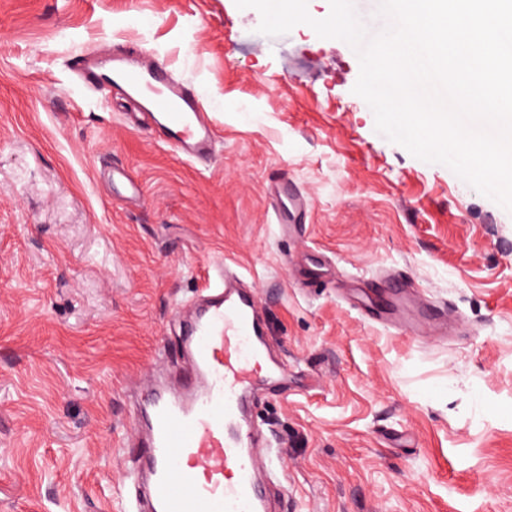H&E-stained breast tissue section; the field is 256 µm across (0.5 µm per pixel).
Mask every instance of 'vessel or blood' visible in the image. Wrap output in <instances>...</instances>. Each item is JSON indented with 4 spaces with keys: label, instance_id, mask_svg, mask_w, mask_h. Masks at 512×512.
Returning a JSON list of instances; mask_svg holds the SVG:
<instances>
[{
    "label": "vessel or blood",
    "instance_id": "1",
    "mask_svg": "<svg viewBox=\"0 0 512 512\" xmlns=\"http://www.w3.org/2000/svg\"><path fill=\"white\" fill-rule=\"evenodd\" d=\"M69 69L89 89L134 102L155 139L198 161L216 147L214 128L193 89L137 47L100 56L83 51ZM184 324L182 390L154 389L143 408V434L129 453L143 479V512H269L255 470L262 451L240 427L245 397L258 381L287 380L288 368L266 341L254 292L235 288L223 264Z\"/></svg>",
    "mask_w": 512,
    "mask_h": 512
}]
</instances>
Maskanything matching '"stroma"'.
I'll use <instances>...</instances> for the list:
<instances>
[{
	"label": "stroma",
	"mask_w": 512,
	"mask_h": 512,
	"mask_svg": "<svg viewBox=\"0 0 512 512\" xmlns=\"http://www.w3.org/2000/svg\"><path fill=\"white\" fill-rule=\"evenodd\" d=\"M260 21L234 0H0V512H126L131 398L179 360L175 305L221 261L288 364L252 409L281 512H512V212L376 132L347 43ZM131 42L198 93L206 169L67 68ZM283 177L307 202L287 226ZM397 277L371 295L387 324L343 297Z\"/></svg>",
	"instance_id": "obj_1"
}]
</instances>
